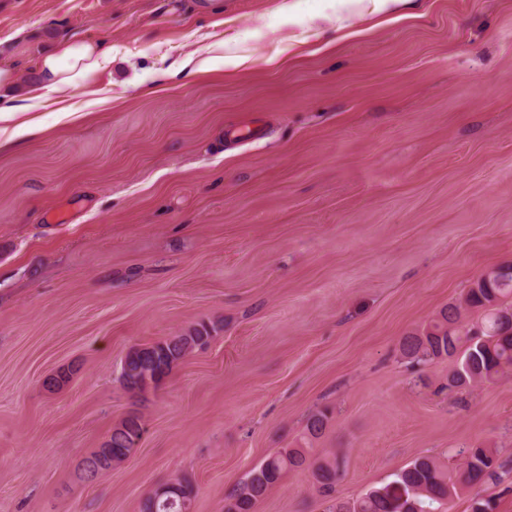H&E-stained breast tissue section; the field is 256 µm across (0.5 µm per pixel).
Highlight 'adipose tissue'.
<instances>
[{"instance_id": "1", "label": "adipose tissue", "mask_w": 512, "mask_h": 512, "mask_svg": "<svg viewBox=\"0 0 512 512\" xmlns=\"http://www.w3.org/2000/svg\"><path fill=\"white\" fill-rule=\"evenodd\" d=\"M112 62L111 49L99 42L57 43L46 54L36 70L27 88L31 97L46 98L67 87L81 83L90 74L97 72Z\"/></svg>"}]
</instances>
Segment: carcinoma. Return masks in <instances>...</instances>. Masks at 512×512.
Returning a JSON list of instances; mask_svg holds the SVG:
<instances>
[{"instance_id": "1", "label": "carcinoma", "mask_w": 512, "mask_h": 512, "mask_svg": "<svg viewBox=\"0 0 512 512\" xmlns=\"http://www.w3.org/2000/svg\"><path fill=\"white\" fill-rule=\"evenodd\" d=\"M480 320L475 321L472 315ZM212 328L201 323L186 333L145 347L131 348L123 361L121 382L124 389L142 398L157 388L173 368L189 353L205 346ZM401 352L410 363L446 358L449 362L448 389L461 390L493 382L512 372V263H504L481 274L463 298L441 310L423 332L403 338ZM329 422L328 410L312 413L306 421L305 438H319ZM144 432L141 417L131 414L112 429L110 438L83 461L84 471L94 476L127 460ZM463 462L456 472L433 458L418 457L399 473L396 481L408 494V512H437L443 503L465 486L495 475L496 458L490 448L480 446L459 451ZM307 462L306 449L284 448L268 456L249 474L228 498L224 512H253L265 497L293 469ZM340 475L338 459L313 466V476L321 492L328 496ZM177 490L159 494L153 491L142 503V512H187L194 495L193 485L175 480ZM386 488L365 493L353 504L336 500L327 512H392Z\"/></svg>"}]
</instances>
